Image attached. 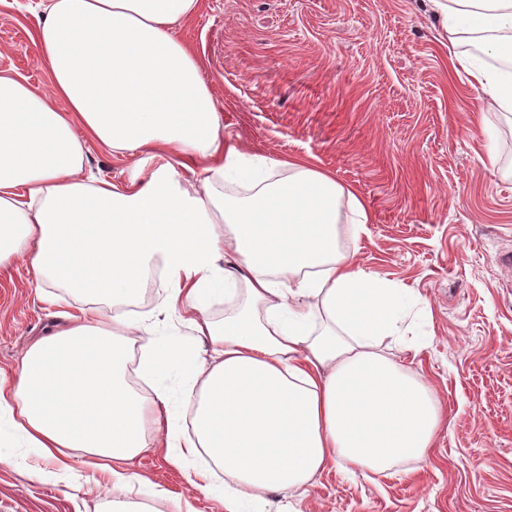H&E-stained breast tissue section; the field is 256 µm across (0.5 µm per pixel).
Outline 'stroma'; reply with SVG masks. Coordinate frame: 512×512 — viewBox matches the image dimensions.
Instances as JSON below:
<instances>
[{"label": "stroma", "instance_id": "obj_1", "mask_svg": "<svg viewBox=\"0 0 512 512\" xmlns=\"http://www.w3.org/2000/svg\"><path fill=\"white\" fill-rule=\"evenodd\" d=\"M40 0H0V74L47 87L30 33ZM197 56L224 133L274 159L313 155L365 202L372 222L340 245L377 278L415 292L404 325L426 348L410 369L442 420L409 475L330 467L305 493L273 496L280 512H512V114L478 126L475 91L437 42L424 0H199L173 25ZM497 166H490L486 143ZM87 174L127 180L129 160L91 142ZM82 298L23 263L0 268V368ZM67 480L46 481L22 451L0 463V512H100L105 480L74 452ZM126 498L152 512H224L186 492L151 448L129 466Z\"/></svg>", "mask_w": 512, "mask_h": 512}]
</instances>
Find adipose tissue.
<instances>
[{"instance_id": "adipose-tissue-1", "label": "adipose tissue", "mask_w": 512, "mask_h": 512, "mask_svg": "<svg viewBox=\"0 0 512 512\" xmlns=\"http://www.w3.org/2000/svg\"><path fill=\"white\" fill-rule=\"evenodd\" d=\"M454 71L479 114L512 112V0H429ZM198 0H40L32 33L42 90L0 75V267L20 261L90 300L0 369V461L20 448L69 469L71 450L108 476L112 512L126 466L163 449L187 486L224 512H274L329 464L401 473L432 445V388L386 347L410 291L367 272L337 243L355 191L313 156L274 160L225 140L193 51L170 32ZM479 43L481 54L460 51ZM127 156L122 184L84 174L85 147ZM162 265L161 305L210 360L163 345L154 315L111 313ZM229 309L216 319L211 307ZM138 346L135 373L127 350Z\"/></svg>"}]
</instances>
